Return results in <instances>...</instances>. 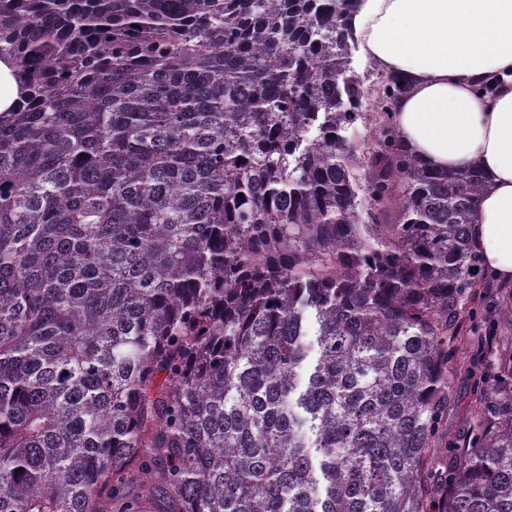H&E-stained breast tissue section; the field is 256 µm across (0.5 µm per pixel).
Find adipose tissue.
Masks as SVG:
<instances>
[{"instance_id": "adipose-tissue-1", "label": "adipose tissue", "mask_w": 512, "mask_h": 512, "mask_svg": "<svg viewBox=\"0 0 512 512\" xmlns=\"http://www.w3.org/2000/svg\"><path fill=\"white\" fill-rule=\"evenodd\" d=\"M350 27L360 55L406 87L391 113L406 148L434 170L483 174L470 240L512 282V0H358Z\"/></svg>"}]
</instances>
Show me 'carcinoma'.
<instances>
[{"mask_svg": "<svg viewBox=\"0 0 512 512\" xmlns=\"http://www.w3.org/2000/svg\"><path fill=\"white\" fill-rule=\"evenodd\" d=\"M355 6L0 0V512H512V346L427 470L482 182L401 144ZM22 88L14 75V66L9 59L0 61V112H11L22 95Z\"/></svg>", "mask_w": 512, "mask_h": 512, "instance_id": "obj_1", "label": "carcinoma"}]
</instances>
